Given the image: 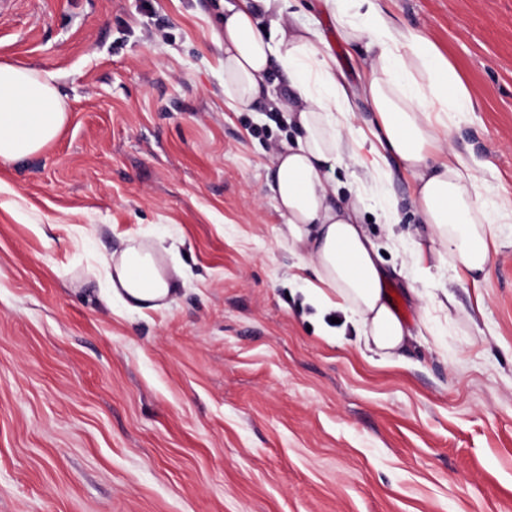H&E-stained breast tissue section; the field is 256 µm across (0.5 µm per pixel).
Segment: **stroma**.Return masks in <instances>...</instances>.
<instances>
[{
	"label": "stroma",
	"mask_w": 512,
	"mask_h": 512,
	"mask_svg": "<svg viewBox=\"0 0 512 512\" xmlns=\"http://www.w3.org/2000/svg\"><path fill=\"white\" fill-rule=\"evenodd\" d=\"M337 81L370 53L302 0ZM433 41L473 109L448 134L483 200H512V0H381ZM218 0H13L0 59L50 73L70 120L0 162V512H512V224L486 281H415L382 244L410 328L417 292L454 303L394 364L307 293L266 197L294 138L224 105ZM84 232L88 249L74 238ZM182 240L186 284L158 311L106 305L94 256Z\"/></svg>",
	"instance_id": "obj_1"
}]
</instances>
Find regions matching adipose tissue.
Here are the masks:
<instances>
[{"mask_svg":"<svg viewBox=\"0 0 512 512\" xmlns=\"http://www.w3.org/2000/svg\"><path fill=\"white\" fill-rule=\"evenodd\" d=\"M350 43L368 40L369 75L355 94L377 116L370 147L345 138L351 128V94L315 46L314 33L294 26L298 0H226L224 104L237 109L263 102L283 112L298 131L274 153L266 184L283 222L278 236L302 266L312 270L317 301L348 314L365 351L389 361L414 339L395 314L386 291L380 248L360 221L365 198L382 197L391 164L416 181L414 213L425 243L409 249L393 239L402 264L430 272L450 263L457 278L480 284L496 247L495 225L512 223V202L477 203L472 168L442 143L472 100L455 68L428 38L394 29L379 0H324ZM279 67L289 93L275 97L267 83ZM68 122L50 75L0 62V160L35 155ZM336 158L361 168L359 187L340 197L324 170ZM175 247L129 241L103 258L109 300L130 312L159 310L174 299L182 266Z\"/></svg>","mask_w":512,"mask_h":512,"instance_id":"obj_1","label":"adipose tissue"}]
</instances>
